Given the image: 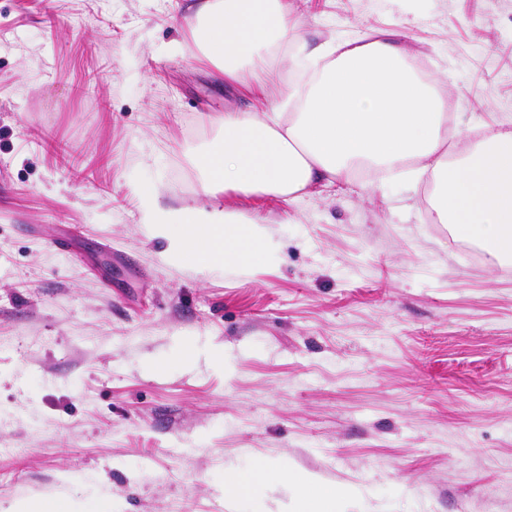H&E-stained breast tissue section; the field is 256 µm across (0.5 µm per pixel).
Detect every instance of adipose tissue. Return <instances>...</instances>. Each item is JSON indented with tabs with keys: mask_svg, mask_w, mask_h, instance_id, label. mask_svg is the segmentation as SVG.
I'll return each instance as SVG.
<instances>
[{
	"mask_svg": "<svg viewBox=\"0 0 512 512\" xmlns=\"http://www.w3.org/2000/svg\"><path fill=\"white\" fill-rule=\"evenodd\" d=\"M294 30L291 0H196L190 40L201 63L225 84L250 91L248 74L272 71L277 46ZM307 79L278 85L257 112L225 113L219 141L196 154L205 195L268 196L297 204L316 188L405 169L409 186L430 185L436 223L512 264V122L486 128L477 140L450 123L441 80L422 78L418 64L386 30L321 45L305 63ZM156 186L138 193L147 235L167 243V261L197 272L228 268L250 275L255 259L277 244L265 220L226 207L161 206ZM286 464L255 458L250 469L225 474L217 491L228 512H325L334 487L303 477L301 497L267 506L274 485L296 482Z\"/></svg>",
	"mask_w": 512,
	"mask_h": 512,
	"instance_id": "1",
	"label": "adipose tissue"
}]
</instances>
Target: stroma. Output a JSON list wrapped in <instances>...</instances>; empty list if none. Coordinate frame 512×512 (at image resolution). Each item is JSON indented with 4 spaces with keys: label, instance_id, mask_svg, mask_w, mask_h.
Returning a JSON list of instances; mask_svg holds the SVG:
<instances>
[{
    "label": "stroma",
    "instance_id": "35a3bbf8",
    "mask_svg": "<svg viewBox=\"0 0 512 512\" xmlns=\"http://www.w3.org/2000/svg\"><path fill=\"white\" fill-rule=\"evenodd\" d=\"M193 2L0 0V505L65 485L83 512H226L255 455L321 476L335 512H512V265L449 243L426 185L222 197L279 242L248 276L146 236L136 189L210 205L190 153L262 106L198 65ZM293 8L283 78L393 30L457 120L512 118V0Z\"/></svg>",
    "mask_w": 512,
    "mask_h": 512
}]
</instances>
